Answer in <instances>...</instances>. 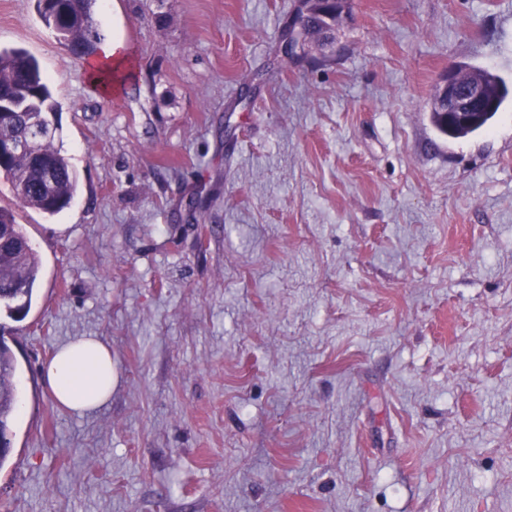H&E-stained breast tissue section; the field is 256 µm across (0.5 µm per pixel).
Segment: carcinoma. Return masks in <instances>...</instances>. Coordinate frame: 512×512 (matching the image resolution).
I'll return each mask as SVG.
<instances>
[{
    "mask_svg": "<svg viewBox=\"0 0 512 512\" xmlns=\"http://www.w3.org/2000/svg\"><path fill=\"white\" fill-rule=\"evenodd\" d=\"M95 0H36L44 22L76 57L97 54ZM336 15L314 17L303 38L304 57H314L322 43L315 34L333 30ZM464 79L483 87V101L477 119L462 124L448 120L447 106L433 93L431 122L452 139L469 137L488 127L508 95L503 81L487 68H459ZM57 112L46 77L39 64L20 49H0V142L15 140L32 126L51 124ZM55 133L44 136L29 152L5 153L0 157V176L11 183L17 205L54 215L69 206L78 187V177L54 145ZM39 277L37 253L16 222L14 211L0 206V314L20 322L28 314ZM12 328L0 322V439L12 441V421L18 408L19 381L16 358L5 335Z\"/></svg>",
    "mask_w": 512,
    "mask_h": 512,
    "instance_id": "carcinoma-1",
    "label": "carcinoma"
}]
</instances>
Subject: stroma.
<instances>
[{"mask_svg":"<svg viewBox=\"0 0 512 512\" xmlns=\"http://www.w3.org/2000/svg\"><path fill=\"white\" fill-rule=\"evenodd\" d=\"M296 5L96 0L108 97L0 0L79 177L53 216L0 177L40 260L0 512H512V98L430 121L454 65L512 86V0H348L284 66ZM84 336L115 384L78 414L41 368ZM339 16L330 15L327 18L325 17H314L310 20L308 25V30L303 38V55L304 58L314 57L317 53V50L320 49L322 43L314 40L315 34L325 29L326 31H331L333 28L339 24L340 22ZM129 48L127 44L120 39H112V43L105 42L102 45L101 55L98 59L99 64H104L120 75H124L128 68ZM112 69L100 72L96 79H103L105 83L116 82L117 76L112 72Z\"/></svg>","mask_w":512,"mask_h":512,"instance_id":"obj_1","label":"stroma"}]
</instances>
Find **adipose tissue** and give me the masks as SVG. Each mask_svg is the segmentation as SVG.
Instances as JSON below:
<instances>
[{
    "label": "adipose tissue",
    "instance_id": "obj_1",
    "mask_svg": "<svg viewBox=\"0 0 512 512\" xmlns=\"http://www.w3.org/2000/svg\"><path fill=\"white\" fill-rule=\"evenodd\" d=\"M42 374L55 402L72 411L95 410L112 396V353L94 338L63 345Z\"/></svg>",
    "mask_w": 512,
    "mask_h": 512
}]
</instances>
